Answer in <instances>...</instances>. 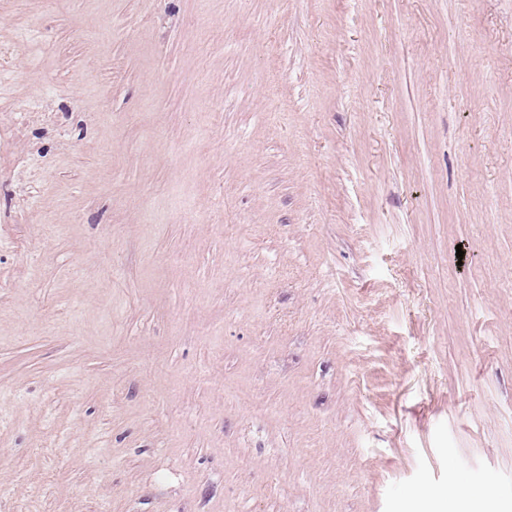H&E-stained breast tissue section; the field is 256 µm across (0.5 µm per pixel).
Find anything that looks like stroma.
Wrapping results in <instances>:
<instances>
[{"mask_svg":"<svg viewBox=\"0 0 512 512\" xmlns=\"http://www.w3.org/2000/svg\"><path fill=\"white\" fill-rule=\"evenodd\" d=\"M512 512V0H0V512ZM448 498L457 506V512H479L482 509H487L486 505L476 501L468 491L453 480L448 482Z\"/></svg>","mask_w":512,"mask_h":512,"instance_id":"obj_1","label":"stroma"}]
</instances>
